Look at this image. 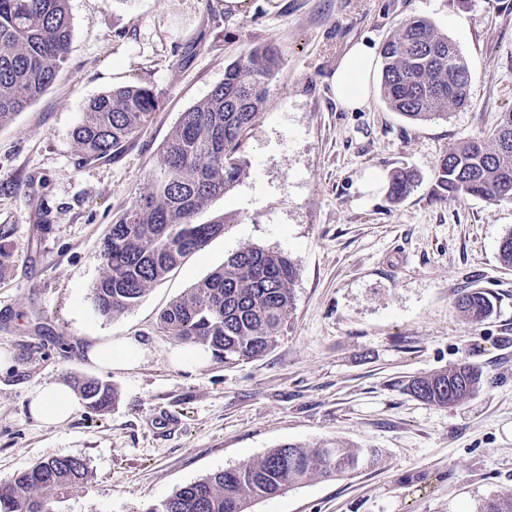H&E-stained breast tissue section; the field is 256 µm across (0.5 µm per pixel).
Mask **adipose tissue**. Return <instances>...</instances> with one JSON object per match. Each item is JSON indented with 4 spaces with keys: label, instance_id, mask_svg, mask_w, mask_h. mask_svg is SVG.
<instances>
[{
    "label": "adipose tissue",
    "instance_id": "ef3b65f1",
    "mask_svg": "<svg viewBox=\"0 0 512 512\" xmlns=\"http://www.w3.org/2000/svg\"><path fill=\"white\" fill-rule=\"evenodd\" d=\"M378 49L360 41L344 55L333 76L336 100L347 111L362 109L369 102L376 76ZM145 351L138 339L91 338L85 349L89 363L97 367L123 368L140 362ZM75 392L65 383L53 381L36 388L29 395L32 416L42 422L60 424L79 408Z\"/></svg>",
    "mask_w": 512,
    "mask_h": 512
}]
</instances>
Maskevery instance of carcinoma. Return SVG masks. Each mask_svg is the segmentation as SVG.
<instances>
[{
    "mask_svg": "<svg viewBox=\"0 0 512 512\" xmlns=\"http://www.w3.org/2000/svg\"><path fill=\"white\" fill-rule=\"evenodd\" d=\"M72 36L69 0H0V127L38 99L64 68ZM381 89L389 108L413 122L448 118L464 106L471 72L457 46L429 20L398 24L380 49ZM276 48L265 45L229 64L224 82L183 113L162 147L147 191L110 225L102 240L104 275L91 289L95 310L125 313L189 254L224 234L223 217L195 221L244 170L236 163L243 133L260 115L266 87L279 69ZM159 100L147 86L128 85L90 101L75 128L88 161L115 156L149 122ZM445 194L512 201V109L499 113L492 133L448 149L436 168ZM414 187L411 174L393 173L388 197L398 201ZM297 268L284 252L247 246L168 304L160 315L166 335L207 347L226 363L264 355L275 346L294 310ZM481 321L493 304L479 290L457 303ZM482 371L470 364L410 380L406 390L439 406L470 397ZM86 407L104 413L116 401L111 383L77 378ZM372 448L287 443L239 466L205 475L173 491L145 512H249L252 503L313 479H335L378 463ZM90 477L85 460L41 461L0 484V512H54L52 500ZM477 512H512V495L485 500Z\"/></svg>",
    "mask_w": 512,
    "mask_h": 512,
    "instance_id": "cac0c4a2",
    "label": "carcinoma"
}]
</instances>
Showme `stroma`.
<instances>
[{
  "label": "stroma",
  "mask_w": 512,
  "mask_h": 512,
  "mask_svg": "<svg viewBox=\"0 0 512 512\" xmlns=\"http://www.w3.org/2000/svg\"><path fill=\"white\" fill-rule=\"evenodd\" d=\"M72 41L53 85L0 128V238L12 249L0 277V482L57 457L87 462L90 479L54 512H143L205 475L285 443L325 440L374 448L381 461L314 479L250 512H475L512 494V269L498 248L512 201L441 195L439 159L485 135L512 107V0H69ZM421 16L448 35L472 74L467 104L413 122L381 91L360 111L336 101L332 77L355 43L382 44ZM275 45L282 66L236 154L241 178L196 216H225L223 235L190 254L140 303L115 318L94 309L106 228L146 187L184 112L252 48ZM130 84L160 105L114 158L86 161L74 138L87 102ZM412 171L394 202L363 201L377 170ZM254 245L288 254L295 310L276 345L234 363H175L180 342L161 311L192 284ZM482 289L492 314L455 307ZM137 337L148 353L126 369L91 365L89 337ZM468 361L485 380L470 398L432 405L410 378ZM95 377L117 399L61 424L32 417L40 385ZM178 424L166 431L160 416Z\"/></svg>",
  "instance_id": "obj_1"
}]
</instances>
